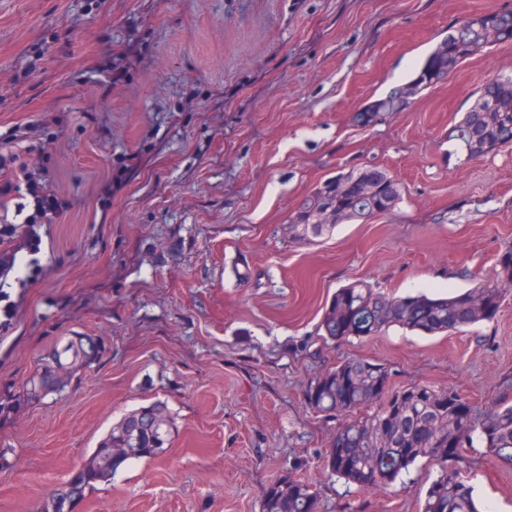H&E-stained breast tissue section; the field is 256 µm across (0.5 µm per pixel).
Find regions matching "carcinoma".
<instances>
[{
    "label": "carcinoma",
    "instance_id": "carcinoma-1",
    "mask_svg": "<svg viewBox=\"0 0 512 512\" xmlns=\"http://www.w3.org/2000/svg\"><path fill=\"white\" fill-rule=\"evenodd\" d=\"M512 43V12H485L461 21L448 37L425 56L413 76L384 99L365 104L358 122L370 125L384 112H393L424 90L448 77L462 62L492 44ZM448 140L466 161L512 144V78L486 81L473 104L463 113ZM401 200L399 184L385 172L363 168L319 185L292 218V227L305 240L318 238L336 225L364 220L393 210ZM497 281L512 284V250L498 259ZM504 294L496 284H479L466 291L439 297L426 292L385 295L366 282L340 288L326 305L318 326L326 341L377 336L398 326L423 335L460 332L494 320ZM72 363L89 351L72 341L54 363L30 380L27 395L37 396L60 381L62 354ZM308 406L325 416L345 415L325 453V466L347 483L362 489L389 488L420 460L428 459L438 474L428 486L420 512H482L474 487L462 476V449L479 442L498 461L512 469V401L495 402L476 417L470 402L451 390L412 384L395 386L392 372L380 363L348 359L311 380ZM171 418L167 407L155 402L126 414L100 442L91 460L54 491L41 512H59L57 501L66 495L74 503L98 483L111 481L127 463L156 458L169 443ZM320 500L311 486L284 476L265 491V512H319Z\"/></svg>",
    "mask_w": 512,
    "mask_h": 512
}]
</instances>
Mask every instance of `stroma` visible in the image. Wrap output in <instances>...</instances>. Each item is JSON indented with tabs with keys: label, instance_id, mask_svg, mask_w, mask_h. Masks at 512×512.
<instances>
[{
	"label": "stroma",
	"instance_id": "1",
	"mask_svg": "<svg viewBox=\"0 0 512 512\" xmlns=\"http://www.w3.org/2000/svg\"><path fill=\"white\" fill-rule=\"evenodd\" d=\"M512 0H0V144L71 207L37 224V256L7 277L0 329V512H41L112 425L160 401L169 447L97 484L72 512H263L292 474L321 512H419L435 466L400 492L326 469L338 425L305 389L359 358L395 385L512 397V285L498 317L422 336L392 327L324 342L336 289L445 296L495 280L512 249V144L471 162L448 134L484 81L512 75L494 44L398 112L368 101L405 83L462 18ZM385 170L402 202L311 241L289 225L341 172ZM41 270L28 279V262ZM87 363L63 388L25 387L71 340ZM463 474L488 512H512V470L482 446Z\"/></svg>",
	"mask_w": 512,
	"mask_h": 512
}]
</instances>
